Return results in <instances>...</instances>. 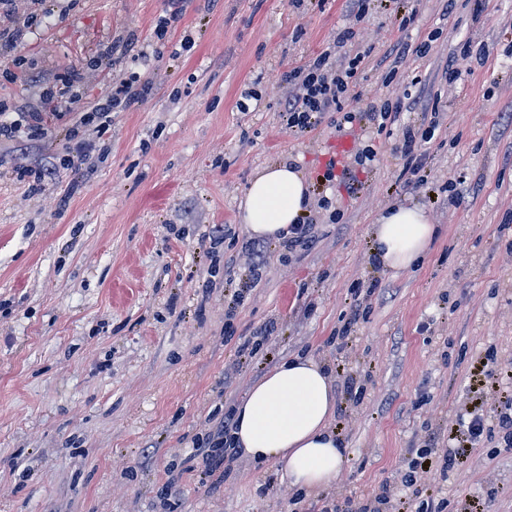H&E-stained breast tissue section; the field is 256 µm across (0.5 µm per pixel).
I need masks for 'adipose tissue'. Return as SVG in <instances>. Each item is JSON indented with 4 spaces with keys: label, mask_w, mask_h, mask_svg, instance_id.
I'll return each mask as SVG.
<instances>
[{
    "label": "adipose tissue",
    "mask_w": 512,
    "mask_h": 512,
    "mask_svg": "<svg viewBox=\"0 0 512 512\" xmlns=\"http://www.w3.org/2000/svg\"><path fill=\"white\" fill-rule=\"evenodd\" d=\"M310 203L308 183L282 163L261 169L249 182L240 221L250 235L280 239ZM374 249L390 269H409L428 249L436 227L424 208L397 206L373 225ZM336 392L329 374L312 358L290 357L246 392L235 409L232 448L257 462L282 465L293 485L317 489L339 477L345 449L330 421Z\"/></svg>",
    "instance_id": "1"
}]
</instances>
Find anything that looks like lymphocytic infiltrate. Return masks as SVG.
<instances>
[{"label": "lymphocytic infiltrate", "instance_id": "1", "mask_svg": "<svg viewBox=\"0 0 512 512\" xmlns=\"http://www.w3.org/2000/svg\"><path fill=\"white\" fill-rule=\"evenodd\" d=\"M17 0H0V70L11 80L26 82L28 71L25 59L18 53L22 31L15 25ZM355 37L352 29L337 33L331 46L309 63L294 68L282 76L289 91L281 108V119L288 131L302 136L315 130L327 113H335L337 125L351 124L354 112L345 110L344 100L363 61L361 54L348 52L347 46ZM83 73L74 71L60 83L44 90L41 107L11 115L6 103L0 102V141L35 140L47 135L53 120L69 114L68 142L71 153L65 156L66 166H73L74 156L84 148L86 131L106 133L112 125V114L139 103L145 90L134 87L133 80L112 81L89 107L83 106ZM341 216L333 209L329 198H320L316 209L291 227L282 248L294 252L307 248L313 241L314 228L320 218L337 222Z\"/></svg>", "mask_w": 512, "mask_h": 512}]
</instances>
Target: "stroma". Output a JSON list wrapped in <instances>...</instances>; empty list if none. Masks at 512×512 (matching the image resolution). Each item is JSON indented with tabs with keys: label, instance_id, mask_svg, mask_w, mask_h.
<instances>
[{
	"label": "stroma",
	"instance_id": "obj_1",
	"mask_svg": "<svg viewBox=\"0 0 512 512\" xmlns=\"http://www.w3.org/2000/svg\"><path fill=\"white\" fill-rule=\"evenodd\" d=\"M346 28L364 57L347 109L414 81L437 103L426 183L399 177L402 131L424 125L421 110L382 131L355 122L377 155L333 187L316 176L344 136L335 114L304 136L282 125L283 74ZM130 33L152 42L154 66L123 70L150 92L113 113L107 133L86 132L79 170L32 184L65 155L67 120L47 137L0 143V512L354 507L397 494L428 444L461 458L444 488L448 512H512V447L493 412L512 364V0H370L363 18L350 0H67L24 28L33 81L0 74V100L39 106L40 90L72 70L99 92L116 76L102 52ZM451 63L464 81L447 84ZM282 162L311 193L338 196L344 217L318 224L310 249L272 251L254 287L237 256L249 238L239 206L256 171ZM394 204L424 207L437 227L403 271L371 246L376 217ZM216 224L236 242L210 254ZM356 285L372 294L355 322ZM270 322L274 341L243 362L239 341ZM298 353L332 374L330 427L347 449L336 484L301 489L278 465L240 455L223 482L200 483L204 463L191 453L210 412ZM474 411L484 416L476 443L458 424Z\"/></svg>",
	"mask_w": 512,
	"mask_h": 512
}]
</instances>
